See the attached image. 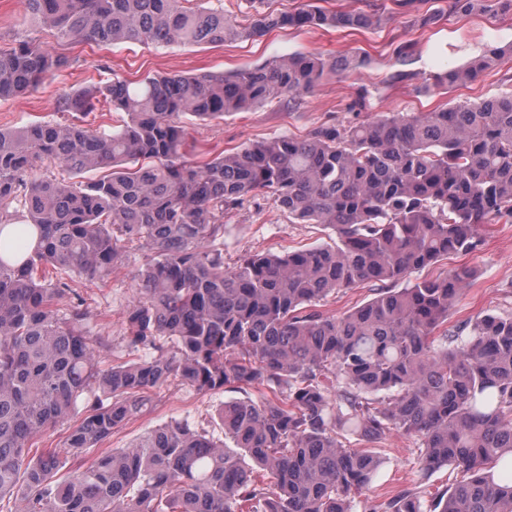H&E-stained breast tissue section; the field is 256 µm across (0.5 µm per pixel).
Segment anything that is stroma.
Segmentation results:
<instances>
[{
	"mask_svg": "<svg viewBox=\"0 0 512 512\" xmlns=\"http://www.w3.org/2000/svg\"><path fill=\"white\" fill-rule=\"evenodd\" d=\"M46 42L66 63L36 90L0 102V127L7 129L40 119L70 122L74 113L57 109L59 99L83 88L103 83L112 75L135 81L147 74L159 76L230 72L274 57L292 53L330 57L367 55L363 68L323 81L313 93L303 96L298 108L268 104L248 112L225 116L210 123L188 125L185 148L191 162H204L220 152L241 148L275 134L305 135L313 127L334 120H352L350 104L359 91L368 94L367 117L392 112H425L462 101L486 98L512 89V59L503 61L477 81L459 85L445 94L421 90L424 77L480 55L486 46L512 42V14L467 17L449 15L430 30L409 27L406 15H397L382 30L366 32L321 29H280L255 41H228L221 47L155 46L115 44L99 47L93 43L58 39L44 26L31 24L25 0H0V46H10L16 34ZM415 45L416 61L412 80L389 86L396 70L393 50L397 42ZM478 250L456 254L423 269V276H445L458 267L473 270L474 277L463 295L448 312L449 325H457L477 314L496 309L512 310V224H488L481 231ZM326 235L313 224H294L273 199L261 200L224 219V261L234 263L240 256L255 253H284L325 241ZM135 264L116 266L108 279L78 280L76 289L88 300L91 322L107 348L101 351L103 365L125 360L120 332L137 282ZM232 391L197 392L171 383L152 393L148 411L130 420L106 440L109 448H124L156 426L172 419L196 425L215 422L224 402L235 399ZM384 465L375 478L370 498L383 501L403 489L433 494L448 484L447 470L421 476L414 462V444L393 432L375 444Z\"/></svg>",
	"mask_w": 512,
	"mask_h": 512,
	"instance_id": "1",
	"label": "stroma"
}]
</instances>
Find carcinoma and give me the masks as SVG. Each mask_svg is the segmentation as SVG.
Segmentation results:
<instances>
[{"instance_id": "obj_1", "label": "carcinoma", "mask_w": 512, "mask_h": 512, "mask_svg": "<svg viewBox=\"0 0 512 512\" xmlns=\"http://www.w3.org/2000/svg\"><path fill=\"white\" fill-rule=\"evenodd\" d=\"M60 39L183 47L255 40L283 28L376 31L398 7L418 29L461 15L512 12V0H373L336 12H278L240 0L241 16L205 0H26ZM396 62L414 61L400 41ZM512 43L433 75L448 92L478 79ZM363 57L293 54L229 74L114 76L58 103L68 124L0 129V512H512V311L487 312L436 341L472 273L397 284L450 254L472 252L484 224L512 223V91L428 112L328 122L202 164L184 160L180 118L202 122L267 103L295 105ZM64 65L18 36L0 48V101ZM118 113L109 130L87 118ZM49 162L57 171L38 173ZM104 169L97 176L93 171ZM274 198L328 242L287 255L246 254L224 267V215ZM143 255L122 343L134 359L104 367L76 278H107ZM364 281V304L336 317L319 303ZM195 391L266 389L224 403L238 450L174 421L126 448L101 444L171 382ZM70 421L58 448L35 439ZM396 430L424 475L453 482L431 499L402 490L356 500L383 459L357 443ZM93 454L90 463L80 456Z\"/></svg>"}]
</instances>
